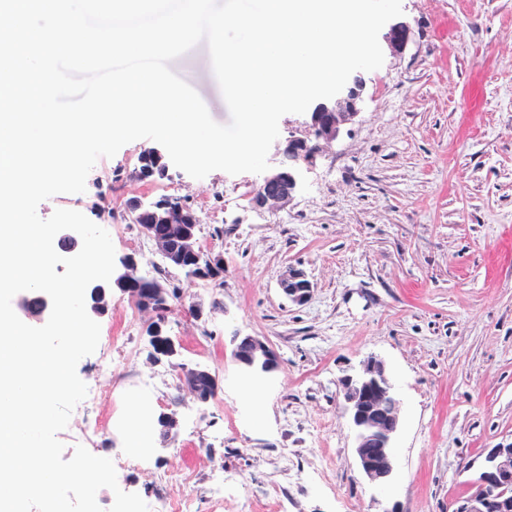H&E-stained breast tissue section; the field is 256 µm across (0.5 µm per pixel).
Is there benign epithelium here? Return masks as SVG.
Instances as JSON below:
<instances>
[{
    "mask_svg": "<svg viewBox=\"0 0 512 512\" xmlns=\"http://www.w3.org/2000/svg\"><path fill=\"white\" fill-rule=\"evenodd\" d=\"M380 38L386 51L400 54L410 42L411 29L405 22L390 23L382 29ZM364 86L363 74L356 71L335 97L312 103L305 119L289 132L283 149L289 164L275 161L257 190L249 196V204L270 208L292 201L300 170L313 166L320 145L335 141L342 128L359 113ZM160 213L166 223L180 230L185 252L195 257L200 275L209 277L224 267L222 254L196 251L197 215L192 208L168 201L160 207ZM57 245L70 257L80 251L81 240L74 231L63 230L57 234ZM137 265L135 255L128 254L116 265L112 285L93 282L88 286L87 295L95 299L88 308L90 316L106 315L107 303L116 290L128 295L143 312L155 315L167 307L162 289L133 281L132 273ZM279 290L289 302L303 305L311 297L313 285L303 270L290 267L279 280ZM232 358L263 374H271L279 368L277 354L263 339L249 334L237 333L232 337ZM340 385L342 412L355 434L358 467L370 481L386 486L395 474V439L400 429L399 402L386 365L371 358L354 373L341 377ZM182 387L194 401L206 403L217 392L219 384L209 370L197 366L183 368ZM474 486L476 492L463 498L456 512H512V444L498 445L484 452Z\"/></svg>",
    "mask_w": 512,
    "mask_h": 512,
    "instance_id": "1",
    "label": "benign epithelium"
}]
</instances>
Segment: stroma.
<instances>
[{"label": "stroma", "instance_id": "obj_1", "mask_svg": "<svg viewBox=\"0 0 512 512\" xmlns=\"http://www.w3.org/2000/svg\"><path fill=\"white\" fill-rule=\"evenodd\" d=\"M406 50L367 72L358 116L316 165L303 169L292 202L254 209L260 175L211 172L139 181L147 139L100 158L81 194L38 206L41 218L73 209L111 219L116 257L141 268L160 256L143 246L126 203L160 194L189 198L200 235L224 255L221 284L185 283L167 331L177 362L151 361L148 313L114 296L99 318L112 346V377L97 381L102 351L77 373L107 399L74 409L58 438L108 457L122 489L151 500L192 498L194 512H454L472 493L484 449L512 443V0H402ZM203 102L222 100L209 48L199 42L170 64ZM303 269L313 292L288 302L278 282ZM203 309L189 313V301ZM266 341L280 360L257 400L231 357L234 333ZM374 357L385 362L400 403L396 474L380 487L360 471L342 415L338 379ZM200 364L221 388L199 405L181 389L179 364ZM154 381V413L178 418L159 439L156 421L112 432L129 412L134 384ZM99 420L93 438L84 431ZM146 432L150 462L127 451ZM229 486L208 494L213 459Z\"/></svg>", "mask_w": 512, "mask_h": 512}]
</instances>
